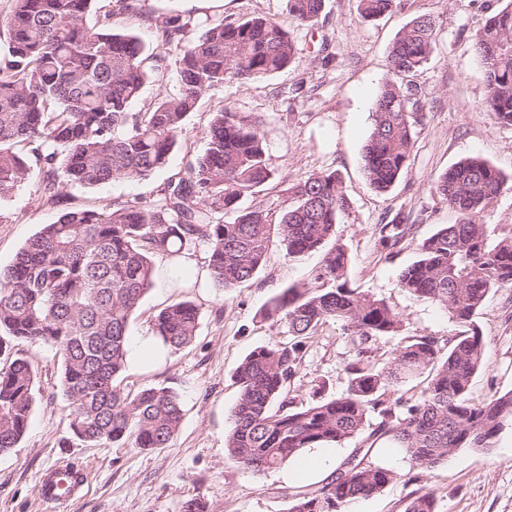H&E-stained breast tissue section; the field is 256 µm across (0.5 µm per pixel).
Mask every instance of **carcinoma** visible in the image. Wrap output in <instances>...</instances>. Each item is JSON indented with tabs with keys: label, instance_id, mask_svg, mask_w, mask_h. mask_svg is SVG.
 Segmentation results:
<instances>
[{
	"label": "carcinoma",
	"instance_id": "carcinoma-1",
	"mask_svg": "<svg viewBox=\"0 0 512 512\" xmlns=\"http://www.w3.org/2000/svg\"><path fill=\"white\" fill-rule=\"evenodd\" d=\"M144 16L164 45L179 50L176 89L133 111L146 83L164 76V59L144 53L139 38L116 30L114 10L87 17L98 0H12L0 23L7 53L0 61V200L33 174L42 175L41 201L58 202L69 185L95 187L144 179L164 166L201 96L229 79L258 80L287 69L299 48L274 18L228 22L222 15L164 14L149 0H106ZM302 25L320 17L324 0H286ZM396 0H359L362 16H379ZM202 29L198 36L193 35ZM436 24L412 19L388 54L391 78L381 87L373 127L363 147L370 184L386 192L405 169L424 104L408 78L430 60ZM484 66L486 107L512 126V3L489 16L475 34ZM264 137L255 122L226 108L211 113L204 151L167 182L147 205L127 200L101 210L73 209L44 224L0 269V347L5 340L44 344L62 357L63 395L71 427L84 442L163 448L178 433L183 413L169 387L132 391L122 386L131 316L159 274L157 258H176L205 247L215 286L230 290L252 280L274 248L292 260L320 256L315 282L295 284L273 297L264 315L288 328L291 339L260 346L235 370L240 388L225 440L234 463L256 474L278 468L307 448H330L378 423L351 458L322 485L298 490L289 512H350L360 499L396 482L392 469L373 459L381 441L416 465L431 469L458 448H492L512 426V390L482 399L471 395L486 350L474 318L494 288L512 286V235L489 241L475 216L508 183L480 156L454 164L433 189L459 215L419 244L420 258L400 274L411 296L437 304L469 333L445 344L433 336L403 335V319L387 302L351 287L348 252L336 241V224L348 207L342 180L320 171L292 187L277 218L240 205L273 179ZM232 219L227 221V214ZM384 224L379 240L395 248L409 234ZM174 288L197 283L172 263ZM199 307L190 299L156 315L152 332L172 350L194 342ZM328 321L340 324L351 349L348 385L325 397L297 401L291 383L308 343ZM398 340L393 361L376 359L378 346ZM418 379V397L400 385ZM36 394L31 362L17 357L0 370V454L27 432ZM405 512H436V496L414 498Z\"/></svg>",
	"mask_w": 512,
	"mask_h": 512
}]
</instances>
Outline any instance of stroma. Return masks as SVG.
<instances>
[{"label": "stroma", "instance_id": "obj_1", "mask_svg": "<svg viewBox=\"0 0 512 512\" xmlns=\"http://www.w3.org/2000/svg\"><path fill=\"white\" fill-rule=\"evenodd\" d=\"M161 12L198 13L207 8L236 21L252 16L276 18L301 47L288 70L258 81L231 79L206 91L185 123L181 143L167 164L145 179H121L93 188L69 186L60 203L40 199L39 178H32L0 202V268L41 225L72 208L102 209L126 200L149 203L171 177L183 174L188 155L201 153L212 113L229 108L260 124L268 163L275 178L261 192L245 196L243 206L276 212L300 179L336 171L350 207L336 226V238L349 255L351 286L384 299L404 320L405 332L458 336L460 326L436 304L416 299L399 283L400 271L417 260L419 243L456 214L433 190L435 179L456 162L479 156L512 177V127L495 122L485 107V79L472 43L490 10L505 0H400L398 9L366 19L359 0H325L317 24L305 27L289 14L286 0H150ZM436 23L430 61L413 78L425 103L407 166L385 192L370 185L362 159L372 129V112L387 77V56L400 30L414 17ZM113 26L140 39L146 53L165 59L166 76L147 83L143 102L172 88L177 51L161 45L144 19L116 13ZM410 224L414 231L396 248L384 250L379 228ZM320 261H302L273 250L258 275L232 290L212 282L193 290L201 311L195 341L167 352L144 366H129L124 383L137 390L166 386L181 399L178 434L164 448L143 451L131 444L90 445L70 427L62 394V359L50 347L27 341L10 345L12 354L28 358L37 374L29 428L16 448L0 455V512H183L186 501H205L208 512H288L295 483L285 468L254 474L230 460L224 439L239 388V362L259 346L288 342V329L263 316L266 304L289 285L310 282ZM179 289L157 281L129 323L130 337L146 336L166 305L181 300ZM475 323L487 350L471 391L482 397L512 390V288L493 289ZM10 353V354H11ZM350 342L339 325L319 327L309 342L292 390L308 400L315 384L328 395L347 387L344 366ZM400 478L381 492L354 504L351 512H405L424 492L436 495L438 512H512V429L503 430L491 451L460 448L438 466H416L402 453L377 454ZM68 461L87 476L83 497L54 508L43 502L41 473Z\"/></svg>", "mask_w": 512, "mask_h": 512}]
</instances>
